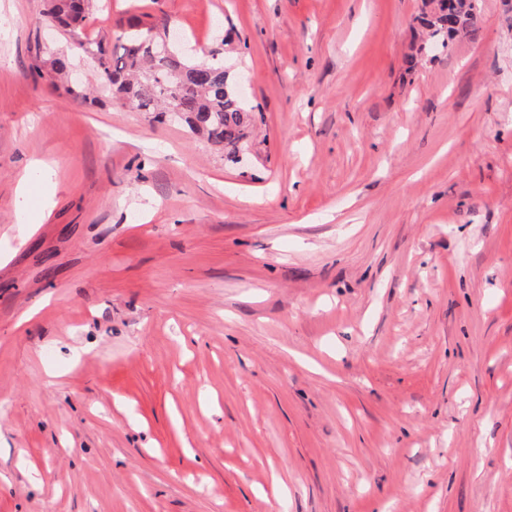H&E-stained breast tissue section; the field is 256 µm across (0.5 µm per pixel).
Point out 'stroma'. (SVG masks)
<instances>
[{
  "label": "stroma",
  "mask_w": 512,
  "mask_h": 512,
  "mask_svg": "<svg viewBox=\"0 0 512 512\" xmlns=\"http://www.w3.org/2000/svg\"><path fill=\"white\" fill-rule=\"evenodd\" d=\"M112 0L254 130L72 101L0 0V512H512V9ZM30 191L20 196V179ZM457 0L456 26L450 27L453 13L448 11V0H424L423 11L419 17L420 25L428 31L429 40L420 44L417 53L421 54L430 43H436L442 48H448L450 41L457 36L474 34L477 29V7L474 0ZM474 5H472V3Z\"/></svg>",
  "instance_id": "stroma-1"
}]
</instances>
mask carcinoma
Returning a JSON list of instances; mask_svg holds the SVG:
<instances>
[{"label": "carcinoma", "instance_id": "1", "mask_svg": "<svg viewBox=\"0 0 512 512\" xmlns=\"http://www.w3.org/2000/svg\"><path fill=\"white\" fill-rule=\"evenodd\" d=\"M457 2L456 26L450 27L448 0H424L419 21L428 31L429 42L446 48L456 37L476 32L472 0ZM95 10L105 11L106 0H47L44 18L70 39L72 53H60L50 62L53 78L61 81L66 92L81 102L90 100L87 85L68 80L75 60L87 59L98 72L101 93L139 112L163 114L176 107L191 132L205 134L208 141L235 157L251 119L237 93V80L221 61L223 49L209 50L208 62L203 64L188 54L191 41L184 35L171 54L161 55L156 46L163 42L170 20L147 21L141 16L131 18L112 43L92 42L83 28Z\"/></svg>", "mask_w": 512, "mask_h": 512}]
</instances>
